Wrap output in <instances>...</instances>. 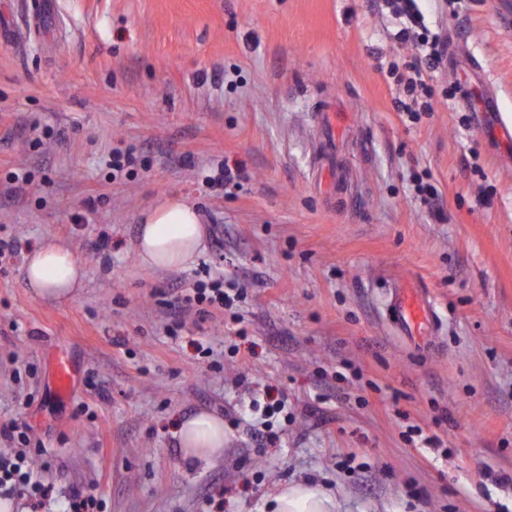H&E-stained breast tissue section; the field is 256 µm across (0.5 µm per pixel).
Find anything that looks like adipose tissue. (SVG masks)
<instances>
[{"label": "adipose tissue", "mask_w": 512, "mask_h": 512, "mask_svg": "<svg viewBox=\"0 0 512 512\" xmlns=\"http://www.w3.org/2000/svg\"><path fill=\"white\" fill-rule=\"evenodd\" d=\"M205 229L195 206L169 198L145 210L134 244L139 266L157 270L188 269L204 250ZM25 282L32 295L57 304L75 298L83 285L82 261L60 238L43 240L25 257ZM177 436L186 456L222 457L230 436L223 418L206 411L190 413L178 423ZM263 507L265 512H340L337 497L314 482L280 486Z\"/></svg>", "instance_id": "1"}]
</instances>
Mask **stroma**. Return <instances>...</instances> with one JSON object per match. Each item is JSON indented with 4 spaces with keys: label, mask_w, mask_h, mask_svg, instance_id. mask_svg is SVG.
<instances>
[{
    "label": "stroma",
    "mask_w": 512,
    "mask_h": 512,
    "mask_svg": "<svg viewBox=\"0 0 512 512\" xmlns=\"http://www.w3.org/2000/svg\"><path fill=\"white\" fill-rule=\"evenodd\" d=\"M467 3L458 16L434 0L430 24L455 58L412 124L379 71L412 50L370 0H0V239L21 244L0 261V458L25 452L54 487L41 503L0 490L29 512H67L76 490L101 512H259L308 480L344 512H512V141L498 132L512 117V23L505 0ZM458 80L472 98L444 97ZM324 100L349 113L340 191L316 172ZM116 147L149 169L111 180ZM227 163L238 185L203 182ZM416 174L439 214L414 196ZM173 197L201 212L206 249L188 269L141 268L138 218ZM54 236L86 277L45 304L23 262ZM208 268L245 289L246 336L189 313L170 338L163 300ZM398 288L428 296V347L402 335ZM59 354L78 373L63 400ZM345 362L361 379L337 380ZM270 389L290 422L261 446ZM198 411L224 420L221 459L179 444L177 419ZM409 423L440 448L408 443Z\"/></svg>",
    "instance_id": "35a3bbf8"
}]
</instances>
